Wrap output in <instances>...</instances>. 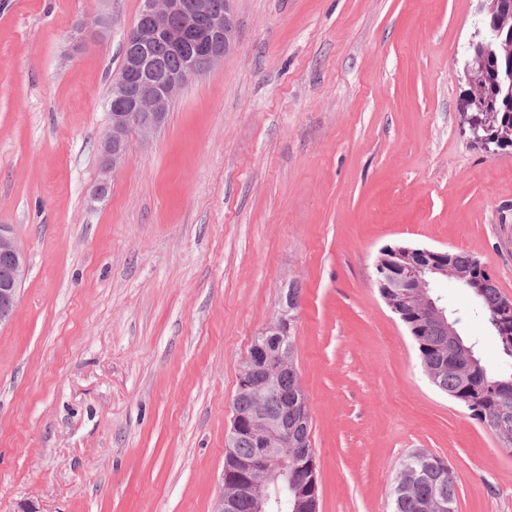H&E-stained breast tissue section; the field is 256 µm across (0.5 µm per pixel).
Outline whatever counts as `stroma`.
<instances>
[{"instance_id": "stroma-1", "label": "stroma", "mask_w": 512, "mask_h": 512, "mask_svg": "<svg viewBox=\"0 0 512 512\" xmlns=\"http://www.w3.org/2000/svg\"><path fill=\"white\" fill-rule=\"evenodd\" d=\"M484 0H235L232 55L129 135L108 92L142 0H0V224L27 256L0 328V512H214L241 369L289 283L319 512H390L423 449L458 512H512V452L425 376L380 249L477 256L512 300V149L464 132ZM462 337L498 364L470 292Z\"/></svg>"}]
</instances>
